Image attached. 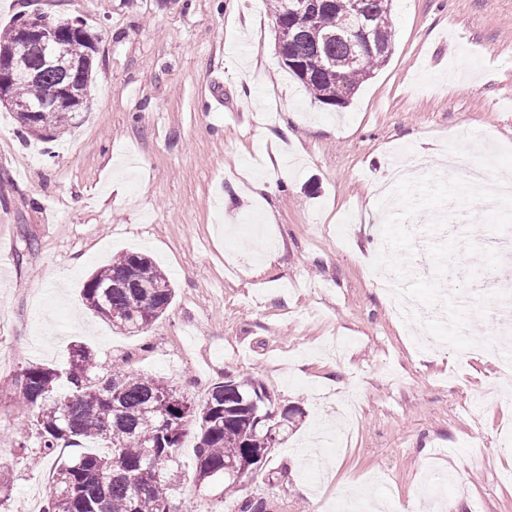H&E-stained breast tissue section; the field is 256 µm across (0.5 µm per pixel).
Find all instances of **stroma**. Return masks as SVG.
<instances>
[{
  "label": "stroma",
  "instance_id": "stroma-1",
  "mask_svg": "<svg viewBox=\"0 0 512 512\" xmlns=\"http://www.w3.org/2000/svg\"><path fill=\"white\" fill-rule=\"evenodd\" d=\"M37 9L99 40L79 124L23 139L0 110V260L14 273L0 288V512H24L51 478V461L15 444L29 415L17 376L65 368L77 343L199 404L244 378L293 412L258 475L221 498L196 486L186 435L178 512H238L245 497L326 512L342 481L406 502L439 482L443 512H512V374L458 356L503 333L492 312L512 282V262L496 286L479 272L512 202L489 210L465 194L472 166L512 172V0H394L387 63L336 111L280 67L269 0H0V30ZM219 73L224 109L209 112L202 92ZM466 135L479 148L462 150ZM424 149L418 179L380 196L394 158ZM432 244L456 269L420 266L419 314L402 322L371 273ZM125 251L176 288L140 333L81 297L88 272Z\"/></svg>",
  "mask_w": 512,
  "mask_h": 512
}]
</instances>
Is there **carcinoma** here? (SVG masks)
<instances>
[{"label": "carcinoma", "mask_w": 512, "mask_h": 512, "mask_svg": "<svg viewBox=\"0 0 512 512\" xmlns=\"http://www.w3.org/2000/svg\"><path fill=\"white\" fill-rule=\"evenodd\" d=\"M292 0H273L275 45H283L281 65L321 104L344 108L357 87L385 64L392 49L393 0H361L375 20L374 40L382 48L359 55L341 38L354 25L349 7L328 0L323 25L303 27L288 42ZM64 54L53 65L41 50L15 51L16 24L0 32V59L10 72L9 92L21 103L43 106L37 117L15 113L21 134L55 136L88 111L87 87L92 67L79 63L92 52L90 32L61 26ZM38 77L31 79L29 73ZM75 102L53 103L63 84ZM174 284L147 256L127 252L85 279L86 306L112 327L142 332L172 303ZM16 400L30 410L17 434L19 448H39L50 458L58 448H74L55 461L41 512H175L172 497L179 477V449L188 431L197 438L195 478L203 487L240 485L229 467L249 464V473L264 464L274 439L262 416L269 406L251 380H227L195 405L174 386L154 375L102 366L94 351L77 345L68 367L59 370L29 364L16 379ZM102 441L111 451L85 449Z\"/></svg>", "instance_id": "1"}]
</instances>
